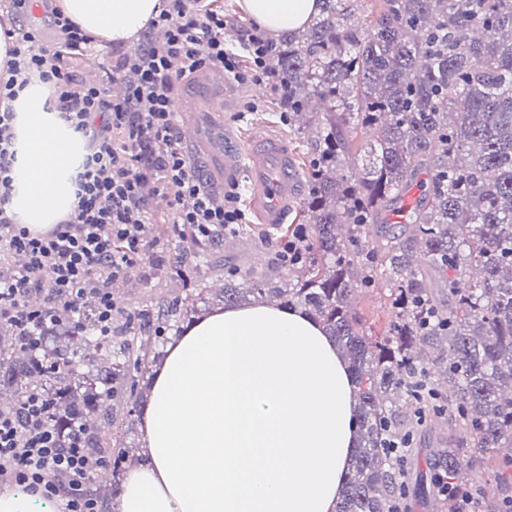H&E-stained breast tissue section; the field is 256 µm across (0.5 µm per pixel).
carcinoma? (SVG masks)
<instances>
[{
	"label": "carcinoma",
	"instance_id": "carcinoma-1",
	"mask_svg": "<svg viewBox=\"0 0 512 512\" xmlns=\"http://www.w3.org/2000/svg\"><path fill=\"white\" fill-rule=\"evenodd\" d=\"M359 0H322L282 35L275 68L288 86V126L314 133L302 163L309 190L292 263L217 266L188 252L159 283L192 282L112 311L108 335L86 299L48 325L33 357L0 324V403L39 390L50 426L112 462V486L90 479L99 512L135 457L128 435L149 403L147 374L168 333L202 309L247 301L300 308L321 325L358 388L359 443L337 512H512V0H380L362 25ZM371 139L353 148L352 133ZM407 221L387 225L417 185ZM390 282L393 317L361 327L356 295ZM446 418L426 470H413L428 423Z\"/></svg>",
	"mask_w": 512,
	"mask_h": 512
}]
</instances>
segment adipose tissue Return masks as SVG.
Segmentation results:
<instances>
[{
    "instance_id": "adipose-tissue-1",
    "label": "adipose tissue",
    "mask_w": 512,
    "mask_h": 512,
    "mask_svg": "<svg viewBox=\"0 0 512 512\" xmlns=\"http://www.w3.org/2000/svg\"><path fill=\"white\" fill-rule=\"evenodd\" d=\"M271 34L304 26L318 0H243ZM97 40L135 42L162 0H57ZM15 160L6 204L42 233L73 213L90 137L65 122L38 78L12 101ZM355 384L302 310L234 306L167 349L143 417L146 458L128 466L119 512H334L356 445Z\"/></svg>"
}]
</instances>
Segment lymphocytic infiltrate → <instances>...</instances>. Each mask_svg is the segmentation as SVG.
<instances>
[{"mask_svg": "<svg viewBox=\"0 0 512 512\" xmlns=\"http://www.w3.org/2000/svg\"><path fill=\"white\" fill-rule=\"evenodd\" d=\"M43 6L56 41L45 44L36 30L21 24L5 30L17 60L0 73V265L10 255L24 260L19 267L0 268V321H12L26 341L40 336L58 312L88 297L98 304L101 325L110 323L113 281L135 268L149 246L142 234L152 217L146 184L170 196L174 235L189 227L196 238H208L245 223L238 192L208 191L181 150L176 119L181 79L219 64L240 85L269 86L280 110L288 108V95L278 88L275 45L254 25L245 30L238 49L226 47L227 21L216 0H164L151 22L162 30V39L140 41L112 68L133 75L117 97L108 84L74 77L70 59L95 51L97 42L52 0H43ZM22 75L50 85L62 118L92 133L75 180L73 214L39 235L17 224L5 209L15 159L9 103L22 88ZM151 146L161 153L152 165L142 166L141 155ZM34 294L42 296V305L31 304ZM48 420V402L38 392L28 397L21 419L0 415V488L38 495L59 504L62 512H97L85 482L107 468V461L87 453L80 434L61 439Z\"/></svg>", "mask_w": 512, "mask_h": 512, "instance_id": "obj_1", "label": "lymphocytic infiltrate"}]
</instances>
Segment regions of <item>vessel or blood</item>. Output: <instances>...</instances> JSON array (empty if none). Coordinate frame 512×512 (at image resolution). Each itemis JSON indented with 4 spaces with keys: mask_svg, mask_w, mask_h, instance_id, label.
Instances as JSON below:
<instances>
[{
    "mask_svg": "<svg viewBox=\"0 0 512 512\" xmlns=\"http://www.w3.org/2000/svg\"><path fill=\"white\" fill-rule=\"evenodd\" d=\"M231 97L224 86V71L209 66L191 78V90L179 103L185 116L184 143L200 161V176L213 191L245 188L248 203L258 223L278 228L302 195V183L287 144L274 135L256 133L248 146L234 144L231 135H202L197 113L222 116Z\"/></svg>",
    "mask_w": 512,
    "mask_h": 512,
    "instance_id": "1",
    "label": "vessel or blood"
}]
</instances>
